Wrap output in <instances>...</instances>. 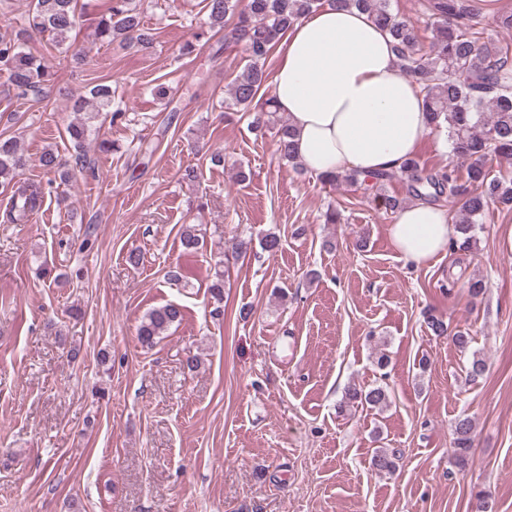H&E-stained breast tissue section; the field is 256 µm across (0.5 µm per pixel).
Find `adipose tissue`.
Instances as JSON below:
<instances>
[{
	"label": "adipose tissue",
	"mask_w": 512,
	"mask_h": 512,
	"mask_svg": "<svg viewBox=\"0 0 512 512\" xmlns=\"http://www.w3.org/2000/svg\"><path fill=\"white\" fill-rule=\"evenodd\" d=\"M277 58L272 97L310 173L368 179L398 170L430 130L390 34L364 12L326 0L280 37ZM454 232L445 209L424 203L403 208L389 227L394 249L416 266L445 252Z\"/></svg>",
	"instance_id": "adipose-tissue-1"
}]
</instances>
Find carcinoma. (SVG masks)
I'll return each mask as SVG.
<instances>
[{"instance_id":"1","label":"carcinoma","mask_w":512,"mask_h":512,"mask_svg":"<svg viewBox=\"0 0 512 512\" xmlns=\"http://www.w3.org/2000/svg\"><path fill=\"white\" fill-rule=\"evenodd\" d=\"M215 33L226 45L240 46L248 54V63L231 82L227 112H252L251 126L258 128L269 122L273 101L268 99L257 110L253 103L267 78L264 64L279 35L302 16L322 5V0H203ZM344 7L367 13L388 31L402 70L418 84L424 95L431 131L446 135L457 165L428 172L415 158L408 159L397 171L378 174L372 187L382 186L403 175L412 180L414 199L427 203L439 197L461 203L452 249L471 247L478 217L491 203L512 205V177L494 173L490 161L512 158V46L496 41H480L476 27L482 14L481 0H431L429 4L436 23L427 53L421 52L413 28L394 14L390 0H336ZM108 14L98 21L96 40L112 44L117 41L127 48L147 50L153 38L143 28L140 12L133 0H110ZM85 6L80 0H30L25 25L15 37H0V66L19 94L36 101L47 98L55 79L44 63L25 49L24 34L28 30L48 33L56 46L66 44L70 33L79 25ZM112 85L98 83L80 97L75 110L83 119L70 123L65 132L77 148L91 131L100 114H111V121L123 119L125 113L112 109ZM276 152L294 169L303 167L292 142L291 126L280 125ZM42 166L54 179L66 185L74 169L62 162L49 149L41 157ZM25 158L12 139L0 140V185L12 188L9 208L3 222L23 224L37 212L44 198L43 188L22 180ZM465 169L466 180L459 177ZM183 318L180 305L168 303L148 311L141 320L137 336L141 343L152 345L166 330ZM389 394L383 387L369 390L351 388L346 393L350 403L379 408L387 405ZM473 425L469 418L454 422L452 462L464 468L469 464L473 448ZM397 452L382 449L373 455L372 464L381 472L391 473L397 467Z\"/></svg>"}]
</instances>
